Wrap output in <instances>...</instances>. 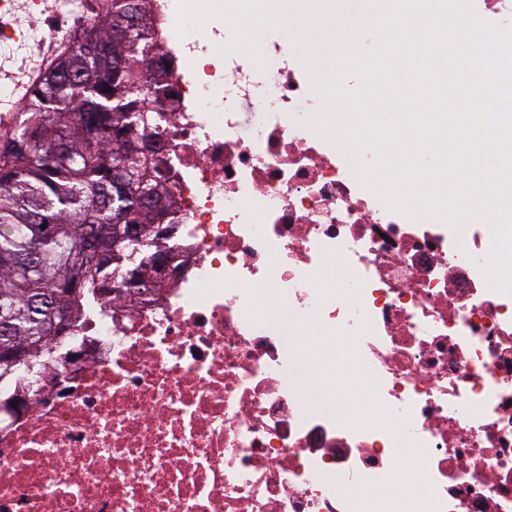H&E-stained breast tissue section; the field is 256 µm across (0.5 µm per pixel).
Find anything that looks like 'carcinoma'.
<instances>
[{"label": "carcinoma", "instance_id": "carcinoma-1", "mask_svg": "<svg viewBox=\"0 0 512 512\" xmlns=\"http://www.w3.org/2000/svg\"><path fill=\"white\" fill-rule=\"evenodd\" d=\"M148 2L109 0L27 89L19 126L0 137V336L26 345L35 369L60 359L57 310L75 327L105 273L154 263L155 210L142 197L155 195L162 214L176 203L157 155L131 148L163 111L160 87L139 66L154 48L150 31L128 22L134 11L147 17ZM114 224H141L143 238L96 257L85 229ZM16 392L14 370L0 363V403Z\"/></svg>", "mask_w": 512, "mask_h": 512}]
</instances>
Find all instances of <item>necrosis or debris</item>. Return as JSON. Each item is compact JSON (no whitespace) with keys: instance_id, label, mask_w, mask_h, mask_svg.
Masks as SVG:
<instances>
[{"instance_id":"obj_1","label":"necrosis or debris","mask_w":512,"mask_h":512,"mask_svg":"<svg viewBox=\"0 0 512 512\" xmlns=\"http://www.w3.org/2000/svg\"><path fill=\"white\" fill-rule=\"evenodd\" d=\"M244 2L152 0L175 271L90 296L93 355L0 410V512H512V293L482 271L490 224L387 208L319 135L297 36L357 21L350 0H290L280 29L278 0H253L243 49L227 19ZM87 5L53 0L34 35L70 40ZM312 323L347 346L304 352ZM350 367L373 387L356 419L325 399Z\"/></svg>"}]
</instances>
